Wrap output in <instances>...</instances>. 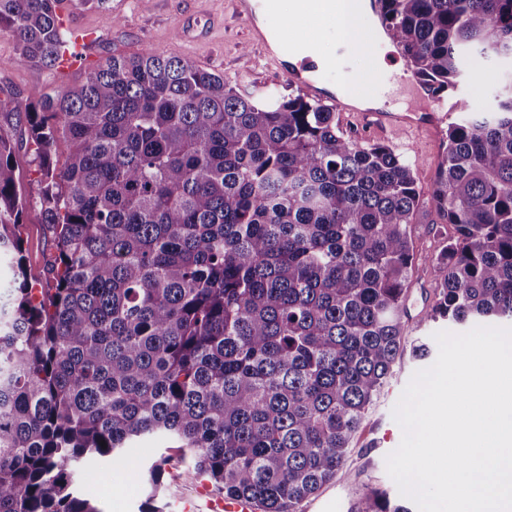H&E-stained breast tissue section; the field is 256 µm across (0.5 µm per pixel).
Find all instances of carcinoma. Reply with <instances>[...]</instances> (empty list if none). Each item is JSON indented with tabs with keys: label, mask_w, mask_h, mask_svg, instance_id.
I'll use <instances>...</instances> for the list:
<instances>
[{
	"label": "carcinoma",
	"mask_w": 512,
	"mask_h": 512,
	"mask_svg": "<svg viewBox=\"0 0 512 512\" xmlns=\"http://www.w3.org/2000/svg\"><path fill=\"white\" fill-rule=\"evenodd\" d=\"M62 0H0L25 65L54 67ZM387 33L443 90L472 59L512 60V0H382ZM465 117L430 203L455 229L433 258L431 318L512 321V88ZM22 117L40 173L17 189L0 133V512H101L84 462L143 438L262 512H294L346 472L365 411L403 352L420 192L298 93L266 103L192 62L144 52L37 91ZM69 145L63 167L57 144ZM55 254L45 287L18 232ZM167 459L147 469L155 505ZM365 512H411L386 492ZM20 234L27 266L43 276L55 252L51 230L32 212L24 218Z\"/></svg>",
	"instance_id": "obj_1"
}]
</instances>
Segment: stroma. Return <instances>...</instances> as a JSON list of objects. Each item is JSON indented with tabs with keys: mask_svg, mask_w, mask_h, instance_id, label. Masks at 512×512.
<instances>
[{
	"mask_svg": "<svg viewBox=\"0 0 512 512\" xmlns=\"http://www.w3.org/2000/svg\"><path fill=\"white\" fill-rule=\"evenodd\" d=\"M62 17L65 28L86 29L95 35L86 66L62 71L21 64L15 42L0 34V130L11 140L16 175L23 192L28 194L37 190L38 173L33 146L19 113L29 103L33 91L79 87L87 66L118 55L150 51L189 60L198 68L237 84L256 99L273 90L284 95L296 91L275 65L264 60L262 48L249 43L247 27L236 16L232 0H112L106 10H86L65 0ZM377 38L375 26L361 29L350 71L328 70L322 73V81L344 86L349 97L373 95L381 77L368 47ZM510 80L512 63L490 60L471 71L450 99L471 100L475 109L482 111L493 105L496 91ZM460 117L459 110H452L449 123L458 122ZM449 123L401 139L384 129L368 128L360 113L336 115L339 130L358 144L390 146L407 161L424 194L429 192L443 160ZM451 233V225L442 223L430 204H423L412 226L419 260L407 301L409 343L434 344L435 333L449 328L448 322L430 318L437 282L429 258L442 250ZM20 234L27 266L34 273H44L54 255L51 230L31 214L24 218ZM431 364V359L418 360L411 353H404L370 405L350 443L346 463L347 469L355 470L362 468L366 459L376 461V469L364 477L363 490L378 488L398 496V487L386 470L387 456L398 448L403 437L393 410L413 374ZM166 446L164 440L147 438L142 440L140 449H126L122 463L88 461L81 469L80 486L101 512H138L148 495L145 470L164 453ZM199 486V477L185 473L178 461H171L166 467L165 488L158 504L163 512H177L182 499H198Z\"/></svg>",
	"mask_w": 512,
	"mask_h": 512,
	"instance_id": "1",
	"label": "stroma"
}]
</instances>
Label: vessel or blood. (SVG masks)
<instances>
[{
  "label": "vessel or blood",
  "mask_w": 512,
  "mask_h": 512,
  "mask_svg": "<svg viewBox=\"0 0 512 512\" xmlns=\"http://www.w3.org/2000/svg\"><path fill=\"white\" fill-rule=\"evenodd\" d=\"M308 2V9L299 14L289 13L288 0H234V5L237 17L248 22L252 39L261 44L265 54L275 61L279 58L278 48L270 42L266 32L256 24V15L269 14L274 20L285 21L295 34L294 41L297 47L303 51L310 50L315 45L312 38L313 32L335 21L336 0H308ZM90 41V35L73 32L72 47L60 60L61 69L69 70L82 64L85 48ZM286 75L306 97L342 112L352 111V104L345 98L336 96L323 84L307 77L304 65L289 66ZM415 109L416 115L412 118L395 110H366L363 111L362 117L368 125L395 130L412 121L420 125L435 126L448 116L446 99L427 86L423 87L420 98L416 100ZM206 508L207 512H257V506L251 499L214 493L209 495Z\"/></svg>",
  "instance_id": "1"
}]
</instances>
